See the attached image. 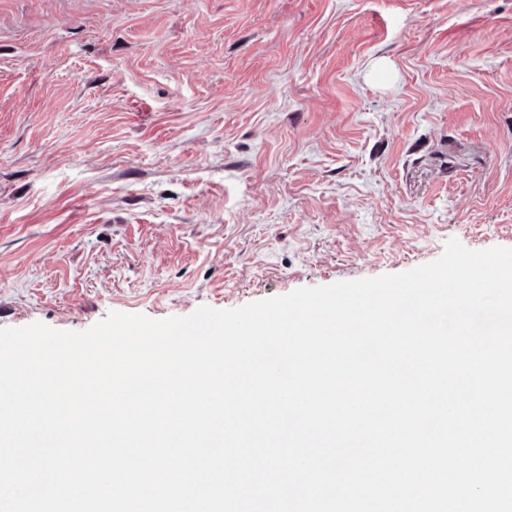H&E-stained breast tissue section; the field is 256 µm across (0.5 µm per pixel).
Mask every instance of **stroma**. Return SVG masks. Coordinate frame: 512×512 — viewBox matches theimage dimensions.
I'll return each mask as SVG.
<instances>
[{"label": "stroma", "mask_w": 512, "mask_h": 512, "mask_svg": "<svg viewBox=\"0 0 512 512\" xmlns=\"http://www.w3.org/2000/svg\"><path fill=\"white\" fill-rule=\"evenodd\" d=\"M512 248V0H0V327Z\"/></svg>", "instance_id": "stroma-1"}]
</instances>
